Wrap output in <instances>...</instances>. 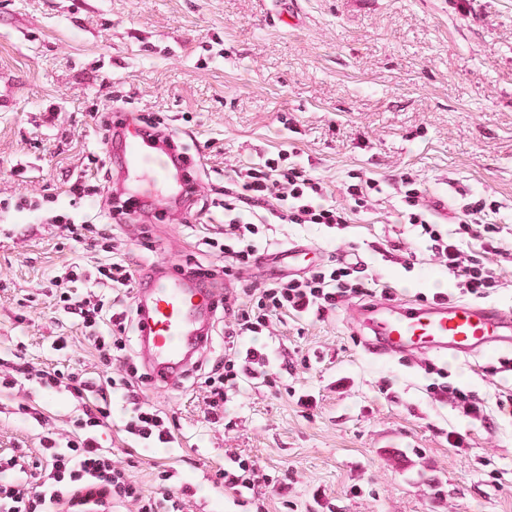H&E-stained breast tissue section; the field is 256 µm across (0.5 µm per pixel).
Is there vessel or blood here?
I'll use <instances>...</instances> for the list:
<instances>
[{
    "mask_svg": "<svg viewBox=\"0 0 512 512\" xmlns=\"http://www.w3.org/2000/svg\"><path fill=\"white\" fill-rule=\"evenodd\" d=\"M125 156L118 175L124 193L170 202L187 184L183 160L171 143L141 133L119 134ZM215 291L195 281L151 269L139 281L134 303L139 321L140 356L161 385L176 383L208 346L213 330ZM356 322L385 352H422L458 359L512 350V313L471 302L378 301L357 306Z\"/></svg>",
    "mask_w": 512,
    "mask_h": 512,
    "instance_id": "b4317fda",
    "label": "vessel or blood"
}]
</instances>
